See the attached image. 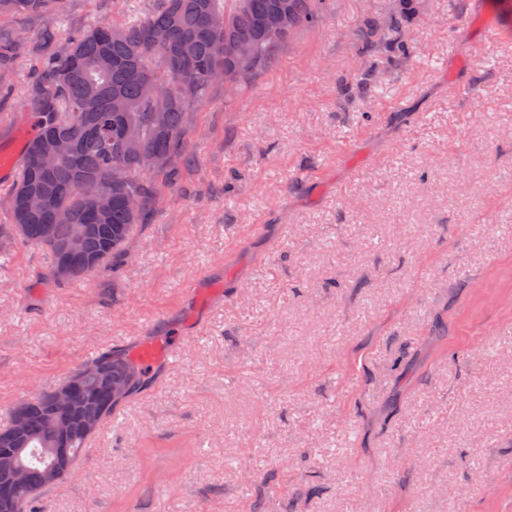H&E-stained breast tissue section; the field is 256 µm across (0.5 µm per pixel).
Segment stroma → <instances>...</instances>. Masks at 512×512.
Masks as SVG:
<instances>
[{"label": "stroma", "mask_w": 512, "mask_h": 512, "mask_svg": "<svg viewBox=\"0 0 512 512\" xmlns=\"http://www.w3.org/2000/svg\"><path fill=\"white\" fill-rule=\"evenodd\" d=\"M398 0H335L250 90L193 109L118 272L0 256V428L94 349L178 331L45 512H512V6L420 0L415 60L357 50ZM152 0L0 17V151L32 67ZM499 41H490L488 27ZM384 70L370 97L340 82ZM159 456L143 461L144 449Z\"/></svg>", "instance_id": "stroma-1"}]
</instances>
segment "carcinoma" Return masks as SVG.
<instances>
[{"label": "carcinoma", "mask_w": 512, "mask_h": 512, "mask_svg": "<svg viewBox=\"0 0 512 512\" xmlns=\"http://www.w3.org/2000/svg\"><path fill=\"white\" fill-rule=\"evenodd\" d=\"M155 8L133 21H105L68 38L44 59L52 90L29 99L37 127L24 150L11 200L12 224L0 226V254L15 236L47 248L58 282L95 275L127 255V244L144 223L153 196V178L177 177L173 160L182 152L191 108L209 88L238 70L260 74L302 30L321 25L334 0H155ZM61 0H0V14L36 13L54 17ZM416 0L370 29L388 36L380 45L390 62L412 57L413 38L405 18ZM382 76L367 70L355 78L363 95L377 90ZM69 149L43 170L34 155L52 141ZM81 249L65 252L72 241ZM92 362L97 372L79 383L67 401L52 392L18 404L22 435L14 421L0 429V489L8 488L19 512L37 508L44 489L74 472L92 434L85 423L104 419L154 380V368L128 348L108 349ZM20 466L28 483L10 481Z\"/></svg>", "instance_id": "carcinoma-1"}]
</instances>
